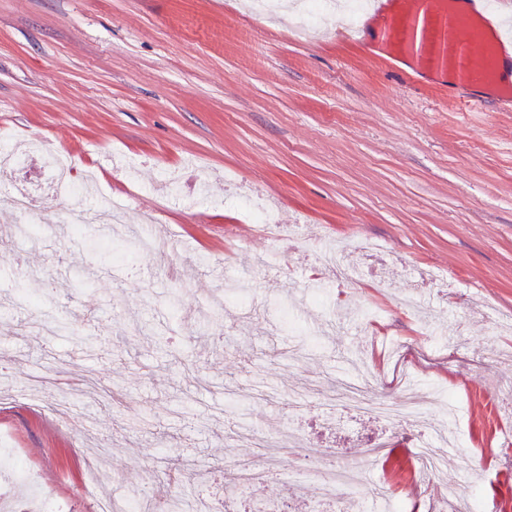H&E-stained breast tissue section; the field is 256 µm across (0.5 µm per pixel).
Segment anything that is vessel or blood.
Instances as JSON below:
<instances>
[{"label":"vessel or blood","instance_id":"b4317fda","mask_svg":"<svg viewBox=\"0 0 512 512\" xmlns=\"http://www.w3.org/2000/svg\"><path fill=\"white\" fill-rule=\"evenodd\" d=\"M446 0H374L370 18L362 27L342 33L340 41L350 47L368 48L377 38L386 48L378 57L379 65L401 54L424 67L439 52L450 53L457 72L456 97L470 108H480L483 96L472 93L475 85H484L489 70L512 69V28L495 22L498 56L489 55L481 40L464 29L456 14L447 11Z\"/></svg>","mask_w":512,"mask_h":512}]
</instances>
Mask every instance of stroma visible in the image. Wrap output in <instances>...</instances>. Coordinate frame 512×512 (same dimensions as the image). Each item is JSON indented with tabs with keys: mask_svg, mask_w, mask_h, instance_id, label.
Wrapping results in <instances>:
<instances>
[{
	"mask_svg": "<svg viewBox=\"0 0 512 512\" xmlns=\"http://www.w3.org/2000/svg\"><path fill=\"white\" fill-rule=\"evenodd\" d=\"M252 2L0 0V132L20 149L46 138L128 224L172 241L140 256L110 229L72 237L66 215L85 194H44L35 159L0 172V443L66 512L161 484L192 512L210 472L239 459L270 465L248 497L284 512L313 501L305 470L344 461L362 465L366 512L380 485L432 503L479 483L512 502V112L470 111L401 61L337 49L335 12L300 35L292 9L259 17ZM17 187L41 192L54 224L26 248L9 230ZM240 192L277 212V236ZM327 239L354 241L352 286L319 267ZM228 268L254 303H223ZM28 295L47 296L51 335H27ZM405 369L456 401L453 453L423 485L411 459L441 400L388 423L346 413L336 388L366 372L368 398L389 399ZM87 378L99 397L71 399L67 422L29 398ZM235 427L282 452L228 438ZM99 441L118 478L87 491ZM373 441L385 458H368ZM176 462L196 468L193 484L169 483ZM42 496L0 486L28 512Z\"/></svg>",
	"mask_w": 512,
	"mask_h": 512,
	"instance_id": "35a3bbf8",
	"label": "stroma"
}]
</instances>
